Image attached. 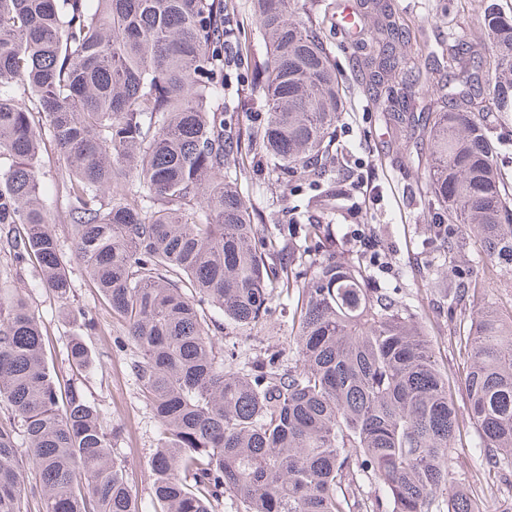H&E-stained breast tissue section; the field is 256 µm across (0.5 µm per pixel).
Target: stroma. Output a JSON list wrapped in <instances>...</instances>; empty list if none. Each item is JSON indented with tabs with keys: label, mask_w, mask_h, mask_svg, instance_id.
<instances>
[{
	"label": "stroma",
	"mask_w": 512,
	"mask_h": 512,
	"mask_svg": "<svg viewBox=\"0 0 512 512\" xmlns=\"http://www.w3.org/2000/svg\"><path fill=\"white\" fill-rule=\"evenodd\" d=\"M402 16L407 36L396 45L397 52L414 57L416 75L407 90V102L421 110L432 98L439 82H450L448 66L451 46H471L478 56L490 58L489 40L480 24L487 0H391ZM238 22L244 24L247 39L242 46L244 67L232 70V85L224 91V110L235 123L254 121L248 104L253 77L267 61L266 45L255 29L251 0H233ZM324 45L336 66L339 84L346 100L338 122L337 147L341 164L337 181L356 160H364L373 186L366 207L359 209L356 221L366 225L382 248V267H367L373 284L409 298L414 313L422 317L425 332L435 355L446 369L458 405H465L466 394L460 372L465 358L448 340V314L442 295L453 280L451 269L432 268V253L437 243L427 209L428 185L424 178L427 155L426 132L399 138L392 132L383 112L377 109L366 91V74L361 64L364 35L358 28L337 25L328 17L321 32ZM476 110L490 122V137L496 146V164L505 183L512 188V116L501 117L488 91L476 98ZM242 193L247 205L264 210H283L306 203L314 187L305 185L289 193L283 182L267 172L248 169L242 178ZM55 235L62 253L69 258L71 311L39 282L38 265L28 262L16 269L12 255L0 251V288L17 289L28 297L45 334L49 366L62 371L66 366V349L75 336H84L95 358V366L84 381L85 391L110 428L118 435L113 455L126 469L128 482L144 512H152L153 494L150 470L159 434L151 407L141 395L131 369L134 353L125 348L124 329L113 320L109 305L88 280L83 265L73 252L68 225L55 224ZM98 320L95 333L84 334L80 313ZM291 338L288 314L274 313L266 326L241 332L225 327L219 339L225 346L238 349L243 357L253 358L272 351H287ZM474 428H466L457 439L453 470L476 485L495 484L494 475L483 467L476 446Z\"/></svg>",
	"instance_id": "obj_1"
}]
</instances>
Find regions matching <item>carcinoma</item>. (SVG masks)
Segmentation results:
<instances>
[{"label": "carcinoma", "instance_id": "carcinoma-1", "mask_svg": "<svg viewBox=\"0 0 512 512\" xmlns=\"http://www.w3.org/2000/svg\"><path fill=\"white\" fill-rule=\"evenodd\" d=\"M295 0H253L270 60L252 92L258 125L227 128L228 0H0V250L35 259L43 287L70 300V278L37 173L43 138L59 155L75 255L125 328L131 367L159 423L151 461L159 512H484L451 466L464 422L488 471L512 476V312L486 304L466 320V413L454 402L411 305L342 258L325 216L337 182L342 96L320 37L324 19ZM376 100L398 131L427 127L428 208L443 242L435 265L477 228L480 269L448 291V331L494 272H512V194L484 118L462 90L422 116L394 79L389 0H361ZM481 25L498 112H512V15L491 3ZM258 164L321 188L288 223L241 200ZM297 295L291 362L237 361L222 324H263L274 298ZM224 316L219 322L209 310ZM55 378L28 298L0 297V512H143L112 432L75 377L92 367L79 337ZM378 494L364 499V486Z\"/></svg>", "mask_w": 512, "mask_h": 512}]
</instances>
